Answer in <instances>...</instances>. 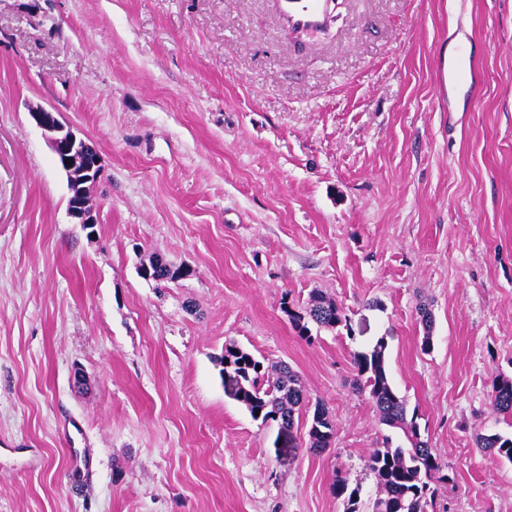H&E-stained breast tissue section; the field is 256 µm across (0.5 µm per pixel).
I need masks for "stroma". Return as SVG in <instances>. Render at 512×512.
Masks as SVG:
<instances>
[{"label":"stroma","instance_id":"stroma-1","mask_svg":"<svg viewBox=\"0 0 512 512\" xmlns=\"http://www.w3.org/2000/svg\"><path fill=\"white\" fill-rule=\"evenodd\" d=\"M452 49L478 77L463 104ZM37 105L101 155L93 229ZM154 253L190 276L145 280ZM314 291L346 321L306 340L288 314ZM381 336L448 467L434 512H512V463L475 444L512 434L491 407L512 377V0H338L299 37L272 0H0V512H345L339 475L370 512L387 429L354 355ZM230 343L299 373L331 448L303 423L275 448L224 392ZM307 447L313 452L330 448L336 436V426L324 404L316 403L311 418H308Z\"/></svg>","mask_w":512,"mask_h":512}]
</instances>
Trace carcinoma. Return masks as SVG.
I'll list each match as a JSON object with an SVG mask.
<instances>
[{"label": "carcinoma", "instance_id": "carcinoma-1", "mask_svg": "<svg viewBox=\"0 0 512 512\" xmlns=\"http://www.w3.org/2000/svg\"><path fill=\"white\" fill-rule=\"evenodd\" d=\"M152 277L158 283L178 280L190 275V269L175 267L156 254L149 260ZM300 337L310 338L308 324L333 329L343 321L342 310L335 300L318 292L311 294L301 312H288ZM385 338L380 337L366 351L354 355L358 371V393L366 396L378 422L402 433V440L384 435L380 446L373 449L366 468L378 489L372 512H428L434 508L440 484L442 465L428 442L423 440L416 414H408L405 399L391 384L386 370ZM224 392L243 405L253 419L275 422L279 430L288 432V447L295 448L293 430L295 417L308 405L300 377L288 365L281 364L269 372L250 351L230 344L215 357ZM493 411L512 417V378L497 375L492 383ZM307 447L313 452L330 448L336 426L325 405L315 404L308 419ZM476 445L491 452L497 459L512 464V436L500 433L476 436ZM332 493L346 503V512H360V491L350 487L342 475L336 476Z\"/></svg>", "mask_w": 512, "mask_h": 512}]
</instances>
